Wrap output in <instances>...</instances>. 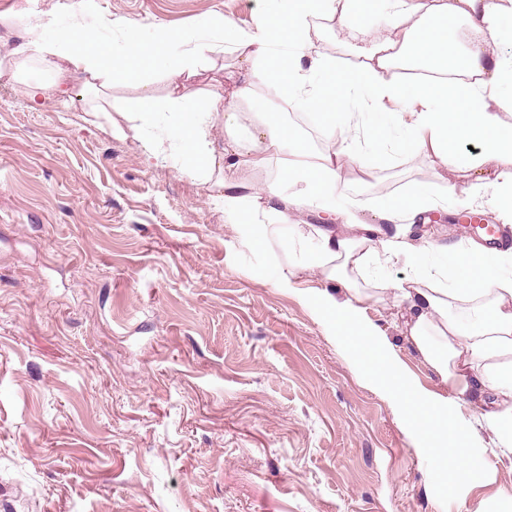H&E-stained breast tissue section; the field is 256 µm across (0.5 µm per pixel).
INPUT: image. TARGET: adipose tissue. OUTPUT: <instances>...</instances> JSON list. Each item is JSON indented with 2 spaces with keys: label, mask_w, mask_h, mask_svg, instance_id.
<instances>
[{
  "label": "adipose tissue",
  "mask_w": 512,
  "mask_h": 512,
  "mask_svg": "<svg viewBox=\"0 0 512 512\" xmlns=\"http://www.w3.org/2000/svg\"><path fill=\"white\" fill-rule=\"evenodd\" d=\"M366 5L367 0H305L299 8L290 0H267L249 31L221 15L203 19L202 28L221 33L238 55L224 95L188 94L182 82L183 75L210 62L215 45L197 42L186 63L174 64L166 50L182 35L157 25L145 32L128 30L123 45L106 50L83 29L30 28L28 37L0 59V79H18L29 64H38L53 80L30 86V101L49 87L67 95L68 81L77 80L93 95L96 112L111 109L115 81L142 88L144 119L162 127L171 141L177 171L205 182L214 172L223 173L224 209L238 215L248 245H263L269 233L258 212L283 224L306 212L321 214V223L308 225L289 277L318 270L332 280L369 258L380 268L406 258L414 269L413 285L393 289L406 305V341L446 391L426 389L405 373L390 336L364 318L365 298L357 289L347 288L341 298L322 293L320 302L366 376L398 408L432 477L463 484L475 469L472 450L481 432L490 434L493 454L512 455V270L478 243L463 250L444 246V262L429 266L427 244L413 242L409 225L400 221L404 214L428 210L427 187L387 200L377 224L359 222L350 209H336L332 199L341 191L338 159L357 158L365 147L390 148L412 158L433 156L443 168L471 177V190L489 191L494 209L512 223V125L501 118L502 112H512V55L494 50L503 31H512V8L501 0H386L392 20L401 26L398 36L376 34L370 47H356L363 59L359 68L338 69L308 39L309 21L329 16L349 38L360 28L357 9ZM461 22L478 35L471 47L450 35ZM400 59L433 71V78L398 81L393 68ZM146 70L169 77L164 100L148 92ZM458 70L468 74V82L447 80V72ZM260 93L280 100V107L245 111ZM409 99L419 105L410 119L382 109L384 103ZM293 103L318 114L327 151H311L289 121L285 107ZM218 124L227 134L220 152L211 140ZM462 141L478 146L476 157L457 153ZM274 153L283 157L275 182L248 189L236 179L240 167L264 168ZM490 160L500 167L489 176L484 165ZM282 182L299 189L282 195ZM339 216L352 236H337ZM366 243L375 244L374 254L363 251ZM458 300L468 304L460 316L451 311ZM465 407L472 409L471 419L462 417Z\"/></svg>",
  "instance_id": "adipose-tissue-1"
}]
</instances>
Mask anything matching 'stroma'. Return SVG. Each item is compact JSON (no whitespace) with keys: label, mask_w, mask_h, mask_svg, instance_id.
<instances>
[{"label":"stroma","mask_w":512,"mask_h":512,"mask_svg":"<svg viewBox=\"0 0 512 512\" xmlns=\"http://www.w3.org/2000/svg\"><path fill=\"white\" fill-rule=\"evenodd\" d=\"M260 0H0V58L46 17L93 30L100 47L160 24L192 48L203 18L255 24ZM114 20L104 26L102 17ZM232 49L187 82L221 92ZM40 67L0 80V512H460L436 485L396 407L343 352L314 296L350 284L366 317L396 343L408 375L439 384L402 340L389 284L414 274L398 260L344 283L320 272L283 286L293 234L242 241L217 181L180 174L168 142L144 125L137 90L118 82L112 109L45 92ZM139 138L112 136V124ZM359 221L428 186L423 226L436 246L481 242L443 205L452 172L428 159L364 150L343 162ZM482 439L473 512H512V459Z\"/></svg>","instance_id":"obj_1"}]
</instances>
